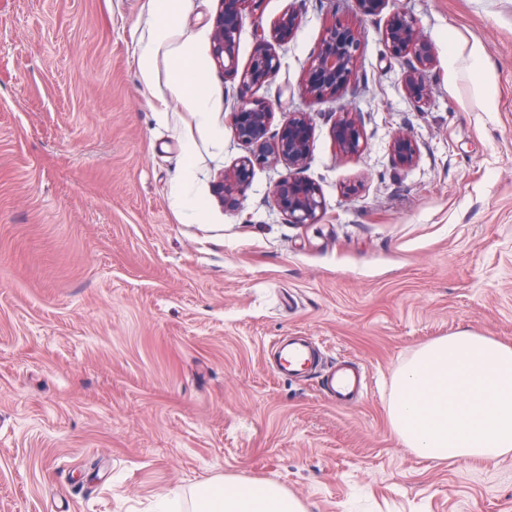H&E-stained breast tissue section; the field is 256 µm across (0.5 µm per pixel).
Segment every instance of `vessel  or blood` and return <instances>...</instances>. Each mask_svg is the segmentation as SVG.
<instances>
[{
    "label": "vessel or blood",
    "instance_id": "b4317fda",
    "mask_svg": "<svg viewBox=\"0 0 512 512\" xmlns=\"http://www.w3.org/2000/svg\"><path fill=\"white\" fill-rule=\"evenodd\" d=\"M275 371L288 379L316 376L323 395L339 406H345L366 393L368 380L361 369L346 363L320 361L313 345L304 337L292 336L275 340Z\"/></svg>",
    "mask_w": 512,
    "mask_h": 512
}]
</instances>
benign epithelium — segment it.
<instances>
[{"label": "benign epithelium", "instance_id": "7a95c632", "mask_svg": "<svg viewBox=\"0 0 512 512\" xmlns=\"http://www.w3.org/2000/svg\"><path fill=\"white\" fill-rule=\"evenodd\" d=\"M261 0H220L212 35L211 59L224 71H238L237 40L247 7L257 10ZM357 9L365 16L382 13L387 0H355ZM298 26V15L283 14L272 26L269 37H260L259 46L249 63L241 71L240 79L246 86H262L270 82L280 68V59L271 48V42L286 43ZM380 39L396 59L408 60V69L402 77L406 96L417 104L429 96L422 73L434 60L431 43L419 32L415 20L403 11L390 14L379 29ZM361 31L342 22L328 28L321 50L311 63L303 93L314 101L334 97L351 80ZM274 116L273 104L259 98H249L231 112L237 137L250 147L249 154L234 164L219 186V194L226 205H237V195L250 183L254 169L266 163H283L288 170L272 190L274 206L287 217L290 224H314L323 209L318 187L297 176L296 170L307 158L312 145V128L304 112H297L274 135L269 129ZM336 146L351 156L359 154L364 136L357 121L347 115L336 118L333 125ZM391 152L402 166L412 165L418 156V146L412 137L399 134L394 137Z\"/></svg>", "mask_w": 512, "mask_h": 512}]
</instances>
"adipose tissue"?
Masks as SVG:
<instances>
[{
	"mask_svg": "<svg viewBox=\"0 0 512 512\" xmlns=\"http://www.w3.org/2000/svg\"><path fill=\"white\" fill-rule=\"evenodd\" d=\"M177 89L184 96L186 108L199 123H206L209 100L202 67L184 52L173 54ZM190 512H303L301 504L280 485L273 482H206L193 488L189 495Z\"/></svg>",
	"mask_w": 512,
	"mask_h": 512,
	"instance_id": "ef3b65f1",
	"label": "adipose tissue"
}]
</instances>
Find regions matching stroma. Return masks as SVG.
Returning a JSON list of instances; mask_svg holds the SVG:
<instances>
[{
  "label": "stroma",
  "mask_w": 512,
  "mask_h": 512,
  "mask_svg": "<svg viewBox=\"0 0 512 512\" xmlns=\"http://www.w3.org/2000/svg\"><path fill=\"white\" fill-rule=\"evenodd\" d=\"M218 9L182 0L158 47L154 0H0V512H153L216 477L278 483L305 512H512V453L428 460L388 419L393 376L425 344L467 330L512 345V0H388L434 47L422 105L384 15L353 0L245 12L242 66L261 30L299 16L279 72L251 88L211 60ZM338 20L362 32L354 76L314 102L304 76ZM179 47L206 73L203 125L172 91ZM253 97L275 103V132L308 113L316 223L273 205L280 164L237 207L217 194L247 153L230 112ZM339 112L363 128L358 155L334 143ZM399 133L412 166L391 155ZM188 168L198 222L180 207ZM294 332L361 362L368 395L339 407L316 377L276 376L267 344ZM391 152L400 165L410 166L418 156V146L409 135L399 134L392 140Z\"/></svg>",
  "instance_id": "obj_1"
}]
</instances>
